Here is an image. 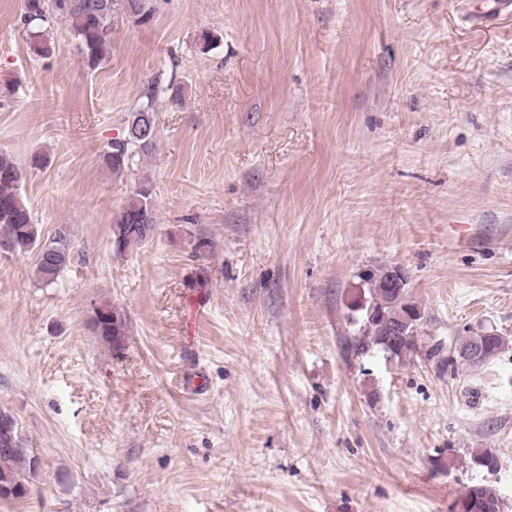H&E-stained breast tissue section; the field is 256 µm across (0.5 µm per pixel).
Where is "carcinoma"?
<instances>
[{
    "instance_id": "cac0c4a2",
    "label": "carcinoma",
    "mask_w": 512,
    "mask_h": 512,
    "mask_svg": "<svg viewBox=\"0 0 512 512\" xmlns=\"http://www.w3.org/2000/svg\"><path fill=\"white\" fill-rule=\"evenodd\" d=\"M141 23L150 19L143 0H25L24 22L30 27L33 46L45 55L56 50V45L45 34L46 25L54 18L70 23L75 46L85 62L96 68L105 60L112 47V13L116 5ZM158 115L147 103L131 112L125 135L114 139L104 154V162L114 172L129 166L131 149L150 150L155 142ZM28 175L22 164L0 155V231L9 233V246L18 253L31 252L35 256V272L45 284L57 281L79 256L73 234L66 225L58 226L51 238L44 240L20 189ZM156 230L151 184L142 182L129 196L125 205L113 217L112 235L117 249L143 245L153 238ZM391 267L365 272L361 280L368 295L355 302L361 318V335L354 337L353 348L360 354L377 349L392 359L402 361L425 356L432 360L440 355L442 347L433 344L424 348L420 329L424 311L408 293L409 280L402 287L388 289ZM405 326L400 336L391 335L395 326ZM91 329L114 351L122 349L126 335V321L114 308L101 306L94 312ZM480 338L486 347V360L495 359L509 348L512 340L493 330L482 328L466 331L457 343L456 360L477 369L482 366L465 356L474 340ZM476 467L497 465L490 448H480L471 457ZM40 467V459L22 437L17 418L6 408H0V499H19L27 495L30 478ZM479 512H502L497 490L490 484H479L476 489Z\"/></svg>"
}]
</instances>
